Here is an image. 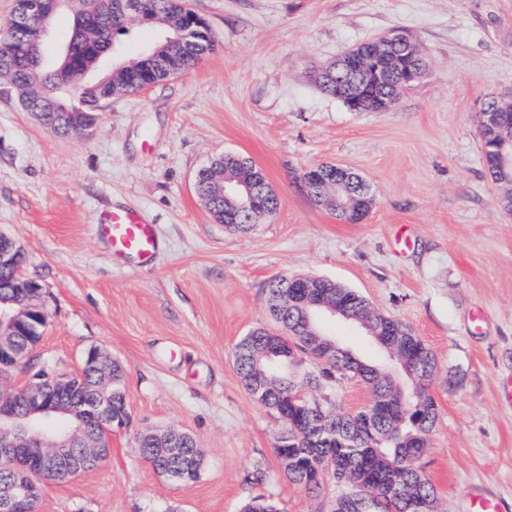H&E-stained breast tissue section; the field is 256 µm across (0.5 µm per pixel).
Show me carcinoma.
Masks as SVG:
<instances>
[{
	"mask_svg": "<svg viewBox=\"0 0 512 512\" xmlns=\"http://www.w3.org/2000/svg\"><path fill=\"white\" fill-rule=\"evenodd\" d=\"M126 0H72L75 31L65 47L60 62L44 63L41 55V17L33 10L25 21L15 26L7 22L0 34V88L10 92L19 108L34 115L39 123L68 137L77 129L95 124L96 110L112 97L136 90L146 79L160 83L183 75L208 54L213 38L207 23L197 25L193 42L178 40L174 26L191 12L187 0H144L146 20L164 29L157 50L149 51L121 63L123 74L106 79L97 75L89 83L81 71L96 67L99 53L118 35L128 33L121 5ZM315 83L327 96L346 100L348 78L319 73ZM240 175L249 180L257 193L265 194L266 214L278 208V198L270 190L264 174L253 163L239 156L218 155L201 168L196 177V191L207 201L213 219L240 232L249 231L258 222L251 211L231 212L224 208L222 177ZM343 186L337 196L343 203L360 194L359 174L348 169L340 174ZM288 293V278L272 280L266 290L270 315L286 331L272 335L255 329L235 346L237 374L249 395L255 394L259 376L253 353L268 348L273 353L266 369L261 400L282 421L284 429L277 438L275 454L288 456L283 475L309 494L324 490L325 480L333 479L347 490H361L366 495L364 512H421V505L434 500L435 487L426 474L418 470L417 455L423 452L426 436L437 419V404L424 384L421 404L401 418L392 411L367 417L364 410L348 413L335 410L326 400L309 399L297 406L288 401V391L318 389L327 380L354 379L371 392L374 402L391 397L392 383L382 368L350 353L343 359L314 360L305 346V320L299 308L288 310L279 305ZM321 293L338 297L354 308L364 297L350 288H322ZM403 322L393 320L392 330L384 337L396 345L419 370L436 362L431 348L419 336L402 335ZM310 362L302 367L299 357ZM143 462L157 473L181 475L184 486L195 483L200 467L192 465L197 449L194 445L168 452L135 441Z\"/></svg>",
	"mask_w": 512,
	"mask_h": 512,
	"instance_id": "1",
	"label": "carcinoma"
}]
</instances>
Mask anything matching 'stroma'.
I'll return each instance as SVG.
<instances>
[{
  "label": "stroma",
  "instance_id": "1",
  "mask_svg": "<svg viewBox=\"0 0 512 512\" xmlns=\"http://www.w3.org/2000/svg\"><path fill=\"white\" fill-rule=\"evenodd\" d=\"M213 52L190 72L114 97L83 133L62 137L0 98V231L45 292L39 351L72 373L96 346L126 370L128 424L104 466L48 484L39 512H324L283 477L281 422L233 364L249 330L273 327L269 282L335 280L433 350L438 420L422 465L437 512H470L475 494L512 503V212L481 158L475 103L512 92V0H189ZM408 31L429 74L389 112H351L312 82L314 67L386 31ZM234 152L260 166L276 212L241 234L215 223L197 170ZM331 163L371 184L374 204L347 224L317 204L302 172ZM118 207L155 224L152 266L115 267L95 233ZM335 409L365 406L354 380L313 391ZM172 427L203 453L196 483L158 475L134 446Z\"/></svg>",
  "mask_w": 512,
  "mask_h": 512
}]
</instances>
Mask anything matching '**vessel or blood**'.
Segmentation results:
<instances>
[{
    "instance_id": "b4317fda",
    "label": "vessel or blood",
    "mask_w": 512,
    "mask_h": 512,
    "mask_svg": "<svg viewBox=\"0 0 512 512\" xmlns=\"http://www.w3.org/2000/svg\"><path fill=\"white\" fill-rule=\"evenodd\" d=\"M97 233L109 245L113 258L118 260L146 265L160 247L155 226L132 208H115L103 213Z\"/></svg>"
}]
</instances>
